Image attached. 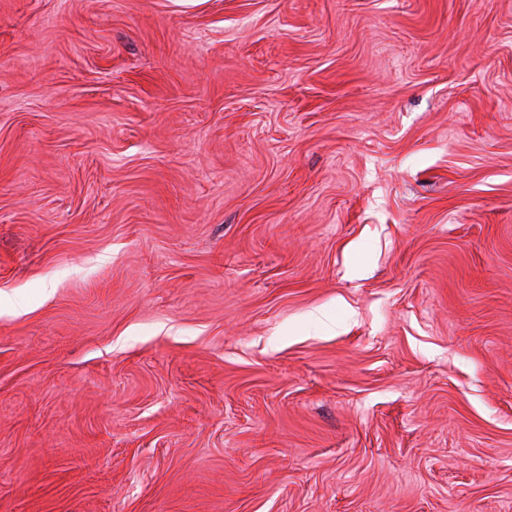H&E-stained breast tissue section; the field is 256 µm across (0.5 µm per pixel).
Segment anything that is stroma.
Segmentation results:
<instances>
[{
  "label": "stroma",
  "instance_id": "35a3bbf8",
  "mask_svg": "<svg viewBox=\"0 0 512 512\" xmlns=\"http://www.w3.org/2000/svg\"><path fill=\"white\" fill-rule=\"evenodd\" d=\"M0 512H512V0H0Z\"/></svg>",
  "mask_w": 512,
  "mask_h": 512
}]
</instances>
